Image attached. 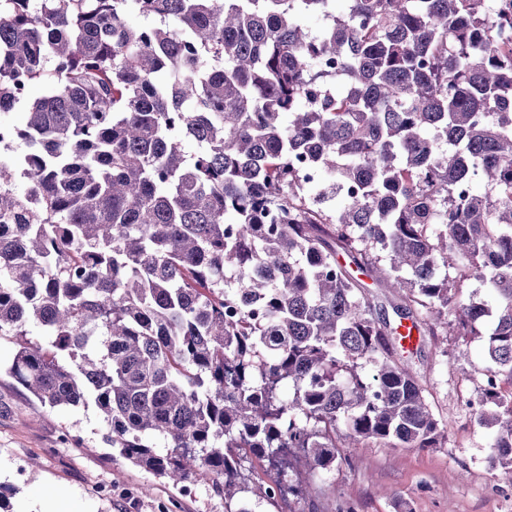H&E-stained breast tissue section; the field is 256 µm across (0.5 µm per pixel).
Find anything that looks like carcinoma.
Wrapping results in <instances>:
<instances>
[{"instance_id":"cac0c4a2","label":"carcinoma","mask_w":512,"mask_h":512,"mask_svg":"<svg viewBox=\"0 0 512 512\" xmlns=\"http://www.w3.org/2000/svg\"><path fill=\"white\" fill-rule=\"evenodd\" d=\"M40 2L0 0V337L42 405L240 512L246 452L448 441L405 320L512 381V0ZM472 415L512 477V393Z\"/></svg>"}]
</instances>
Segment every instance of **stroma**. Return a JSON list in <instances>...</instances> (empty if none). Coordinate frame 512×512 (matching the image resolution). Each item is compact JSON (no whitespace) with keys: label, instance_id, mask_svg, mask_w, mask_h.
<instances>
[{"label":"stroma","instance_id":"35a3bbf8","mask_svg":"<svg viewBox=\"0 0 512 512\" xmlns=\"http://www.w3.org/2000/svg\"><path fill=\"white\" fill-rule=\"evenodd\" d=\"M483 343L442 336L414 358L434 414L448 423L444 447L342 449L334 472L294 467L310 487L306 497L261 501L255 512H512V485L490 469L488 431L466 404L484 381ZM15 350L0 339V501L8 512H159L162 503L170 512H224L210 483L176 488L113 455L95 406H41L4 371ZM445 353L452 363H442Z\"/></svg>","mask_w":512,"mask_h":512}]
</instances>
